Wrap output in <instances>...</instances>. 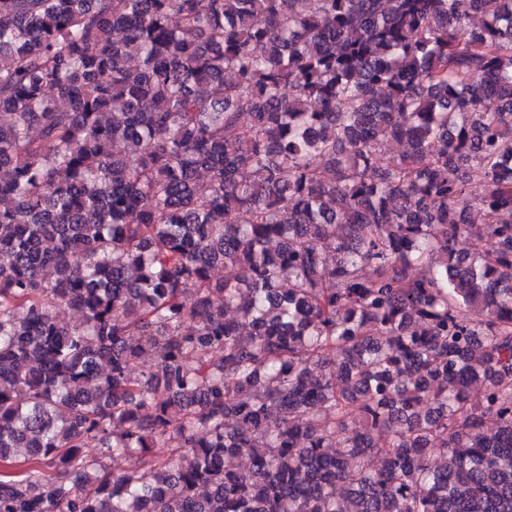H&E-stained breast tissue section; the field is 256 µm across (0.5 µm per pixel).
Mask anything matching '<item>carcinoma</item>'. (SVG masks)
Masks as SVG:
<instances>
[{
  "mask_svg": "<svg viewBox=\"0 0 512 512\" xmlns=\"http://www.w3.org/2000/svg\"><path fill=\"white\" fill-rule=\"evenodd\" d=\"M511 143L512 0H0V512H512Z\"/></svg>",
  "mask_w": 512,
  "mask_h": 512,
  "instance_id": "obj_1",
  "label": "carcinoma"
}]
</instances>
